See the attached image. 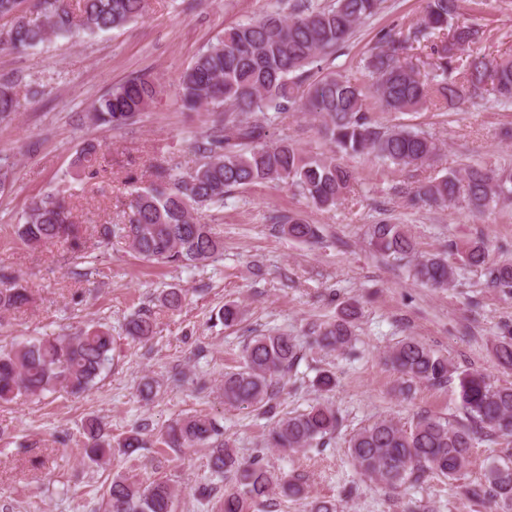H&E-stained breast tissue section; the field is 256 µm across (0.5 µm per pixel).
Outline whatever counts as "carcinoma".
Wrapping results in <instances>:
<instances>
[{
    "instance_id": "cac0c4a2",
    "label": "carcinoma",
    "mask_w": 512,
    "mask_h": 512,
    "mask_svg": "<svg viewBox=\"0 0 512 512\" xmlns=\"http://www.w3.org/2000/svg\"><path fill=\"white\" fill-rule=\"evenodd\" d=\"M281 6L257 19L224 30L223 37L201 50L178 77V101L187 110L221 109L210 132L194 142L199 156L195 168L173 174L163 162L151 166L129 202L126 224H104L100 237L125 238L140 257L156 264L197 268L224 255V241L198 214L224 207L232 192L269 182L294 186L315 208L330 210L348 196L356 173L336 161V155H373L395 169L423 167L441 151L433 138L406 124L381 126L373 118L372 103L389 112L407 114L429 105L455 106L491 84L502 104L512 103V57L495 63L479 52H466L481 39L475 23L457 22L461 0H425L419 23L407 33H384L364 59L374 82L366 87L334 71L310 80L318 62L336 53L363 22L375 17L384 0H332L320 6L314 0H280ZM146 0H0V18L9 26L0 30V48L24 54L53 38L95 37L122 29L145 12ZM37 15L40 20L31 19ZM430 50L434 66L448 79L434 84L402 55L414 47ZM160 84L143 74L113 86L92 107L91 119L110 129L131 125L154 103ZM22 106L21 79L0 74V123L12 119ZM310 112L321 118L322 133L333 154H307L286 138L270 141L268 124L257 114ZM99 149L87 145L72 167L78 176L93 177L100 166ZM463 200L473 213L512 199V169L467 166L420 183L412 201L448 205ZM273 228L289 238L313 242L320 229L306 220L274 212ZM16 236L30 246L65 239L79 244L80 225L73 220L67 197L49 192L32 201ZM370 244L382 255L405 262L413 277L431 288H447L455 270L440 255L420 256L404 225L382 220L369 228ZM460 260L484 270L486 284L512 295V261L489 264L487 243L477 237L458 249ZM182 290L164 291L157 301L178 309ZM30 302V295L12 275L0 277V314ZM241 305L227 302L219 313L227 328L240 323ZM357 306L344 302L332 320L312 327L314 343L329 352L349 348L354 341ZM128 336L146 343L155 334L154 320L137 315L127 324ZM112 334L102 325L74 334L43 336L0 347V402L37 396L59 388L74 394L92 387L110 360ZM499 362L512 367V328L495 345ZM299 358V347L286 334L252 337L243 347L238 369L224 373V404L254 408L271 420L266 445L298 451L323 444L340 427L336 410L324 403L296 414L279 415L275 400L279 383ZM391 365L411 383L440 385L448 380V360L422 343L406 338L391 349ZM458 398L468 424L458 427L431 415H420L409 428L381 419L353 433L348 449L367 480L396 490L408 482L431 476L456 478L469 464L474 442L493 433L512 437V386H493L478 372L458 375ZM84 454L93 462L111 454L112 435L90 418L84 425ZM170 448H208L207 466L213 482L199 488L210 498L224 487L219 512H258L280 491L303 494L302 484L269 470L261 460L239 456L222 437L213 418L196 414L175 422L166 431ZM128 455L147 447L143 429L131 430L118 443ZM486 501L491 512H512V459L492 463L484 482L466 490ZM106 512H174L178 489L156 479L146 485L115 475L105 492Z\"/></svg>"
}]
</instances>
